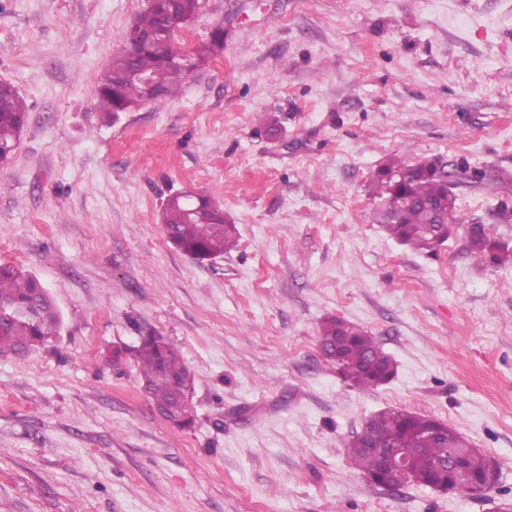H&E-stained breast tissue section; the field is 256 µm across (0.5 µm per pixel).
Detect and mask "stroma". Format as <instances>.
Returning <instances> with one entry per match:
<instances>
[{"mask_svg":"<svg viewBox=\"0 0 512 512\" xmlns=\"http://www.w3.org/2000/svg\"><path fill=\"white\" fill-rule=\"evenodd\" d=\"M146 4L0 0V80L28 105L0 162V262L64 318L0 356V512H488L349 465L389 408L459 432L512 503V261L465 233L512 243V0H199L174 42L220 27L223 49L164 106L105 121L97 81ZM435 156L457 222L427 256L374 221L367 185ZM186 190L233 219L235 249L200 264L168 242L162 205ZM329 317L374 337L391 381L342 380L318 344ZM148 328L195 375L189 426L160 416L134 358L106 360ZM466 241L469 251L483 256L493 264L503 265L512 260L509 244L491 235L485 224H470V230L466 232Z\"/></svg>","mask_w":512,"mask_h":512,"instance_id":"stroma-1","label":"stroma"}]
</instances>
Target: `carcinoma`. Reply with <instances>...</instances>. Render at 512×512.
Returning <instances> with one entry per match:
<instances>
[{
  "mask_svg": "<svg viewBox=\"0 0 512 512\" xmlns=\"http://www.w3.org/2000/svg\"><path fill=\"white\" fill-rule=\"evenodd\" d=\"M199 7L198 0H149L138 14L133 26L152 35L151 41L136 54L116 55L103 72L96 96V107L110 118L120 109L138 106L146 100V85L159 92L154 104L158 107L175 96L187 74L224 46L219 41L222 29L211 34L208 43L196 47L187 57L186 67L176 62L181 55L169 35L176 18H192ZM136 72L148 84L128 77ZM27 122V105L13 85L0 84V161L15 150L20 133ZM441 160L428 159L417 164H405L394 158L371 178L373 198L384 203L395 194L402 203L394 220L384 224L386 232L399 243L414 251L433 255L449 239L448 225L441 223L436 204L448 196V186L437 173ZM162 223L168 240L182 252L199 261L210 260L231 251L237 244L235 224L224 216V210L206 196L200 201L171 196L162 213ZM467 248L489 262L503 265L512 260L509 245L491 235L484 224H472L466 232ZM61 317L40 280L15 265L0 264V356L23 355L56 335ZM319 344L329 348L339 345L346 367L345 380L361 390L376 387L375 379L390 371L393 364L387 356L378 361L381 351L375 339L362 328L335 318L325 319L319 329ZM139 366L143 387L158 409L176 405L192 390L194 377L179 351L159 334H146L132 349ZM429 418L416 412L393 410L379 412L370 418L374 439L394 447L409 441L415 431L427 427ZM465 440L456 436L448 441H425L417 444L414 475L436 476L438 467L448 461L450 451ZM348 457L354 468L367 476L379 467L378 458L362 442L354 438L348 445ZM488 459L479 449L467 456L471 474L484 473Z\"/></svg>",
  "mask_w": 512,
  "mask_h": 512,
  "instance_id": "obj_1",
  "label": "carcinoma"
}]
</instances>
